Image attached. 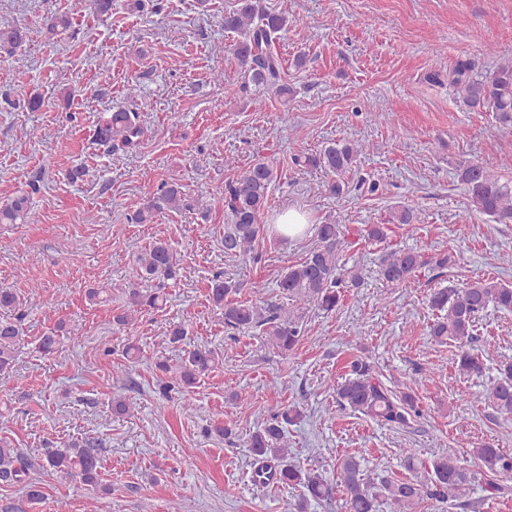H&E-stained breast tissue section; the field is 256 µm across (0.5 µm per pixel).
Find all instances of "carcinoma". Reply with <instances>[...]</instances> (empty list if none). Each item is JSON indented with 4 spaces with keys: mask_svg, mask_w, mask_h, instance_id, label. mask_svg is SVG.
<instances>
[{
    "mask_svg": "<svg viewBox=\"0 0 512 512\" xmlns=\"http://www.w3.org/2000/svg\"><path fill=\"white\" fill-rule=\"evenodd\" d=\"M224 29L238 35L233 53L251 83L275 91L286 99L290 89L283 83L284 68L275 51L277 39L288 29V16L272 13L259 5V0H238L232 11L224 14ZM26 40L20 27L0 28V54H13ZM448 83L455 98L464 106L494 114L503 128H512V62H504L485 74L473 73L465 61H459L448 72ZM144 130L135 112L118 111L97 129V140L113 147L132 149L139 144ZM360 146L349 141H336L314 154L294 158V165L322 168L342 177L357 163ZM455 178L468 192L470 210L497 224L512 223V185L479 163L459 166ZM277 179L273 163L257 160L235 174L216 194L224 199V253L256 258V250L267 227L263 215L269 204V193ZM183 197L180 187L166 185L161 193L135 210L132 221L149 222L161 209H180ZM28 214V197L17 196L0 205V224L22 223ZM385 224H368L362 237L369 243H382L387 238ZM343 225H316V246L301 261L289 266L276 282L290 298L288 305L272 300L253 302L240 300L243 284L213 276L209 300L223 310L224 328L230 333L261 329L284 354L293 351L302 339L300 320L304 306L313 304L324 312L336 310L342 301L344 285L357 287L361 277L354 269L340 265V248L344 243ZM456 264L455 256L440 251L430 253L423 248L386 247L378 258L380 278L390 288H409L419 283V272L426 269L443 276L444 270ZM179 259L164 240H156L138 255L133 278L147 282L162 273L176 276ZM158 291L132 288L124 306L117 308L113 322L120 327L135 324L138 315L163 305ZM430 307L437 317L430 325L429 336L437 343L452 341L457 345L454 364L461 374H478L484 368L482 357L474 352L476 319L488 308L512 312V286L494 279H474L462 284L435 288L429 294ZM20 335V322L0 321V374L13 365L15 346ZM219 364L211 350L195 349L185 355L175 370L165 362L156 363L161 372L158 392L174 399L187 409L193 405V388L201 376ZM498 377L485 394L488 405L499 415L512 417V361L498 362ZM421 380L415 378L405 390L391 389L376 371L369 358L353 356L347 363L344 381L334 388L337 406L389 427L405 428L421 417L419 397ZM266 422L249 435V447L258 463L254 479L260 483L298 486L302 488L296 512H307L308 501L329 500L334 487L342 488L347 512H416L426 500L455 501L470 505L469 496L477 482V474L463 467L458 459L441 456L430 464L420 460L417 449H404L403 477H382L362 468L359 460L345 457L336 464V481L317 470H304L290 457L287 426L300 417L295 407L277 404L269 409ZM98 448L93 439L73 442L67 448H49L40 467L63 480H78L87 486H98ZM481 465L482 491L496 500L512 490V454L485 444L470 450ZM33 463L13 444L0 439V483L22 484L29 500L44 497L41 486L30 480Z\"/></svg>",
    "mask_w": 512,
    "mask_h": 512,
    "instance_id": "obj_1",
    "label": "carcinoma"
}]
</instances>
